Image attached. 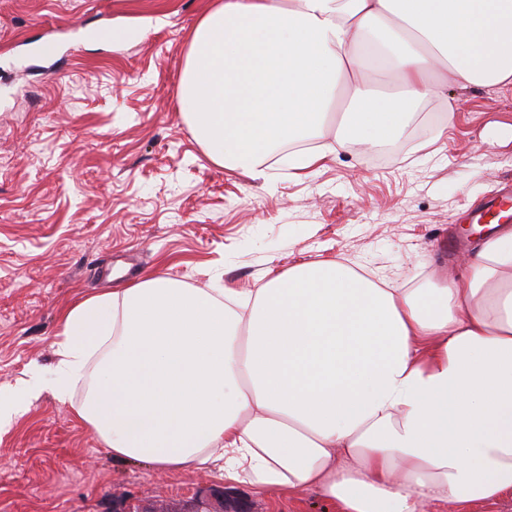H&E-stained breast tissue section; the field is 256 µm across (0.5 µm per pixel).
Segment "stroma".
<instances>
[{"mask_svg":"<svg viewBox=\"0 0 512 512\" xmlns=\"http://www.w3.org/2000/svg\"><path fill=\"white\" fill-rule=\"evenodd\" d=\"M213 0H0V512H336L217 467L118 460L45 384L62 311L159 271L244 292L268 269L347 260L408 288L458 274L463 216L512 182V88L449 81L387 156L305 175L213 162L181 110Z\"/></svg>","mask_w":512,"mask_h":512,"instance_id":"stroma-1","label":"stroma"}]
</instances>
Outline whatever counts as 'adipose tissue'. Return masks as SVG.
I'll return each mask as SVG.
<instances>
[{"label":"adipose tissue","instance_id":"obj_1","mask_svg":"<svg viewBox=\"0 0 512 512\" xmlns=\"http://www.w3.org/2000/svg\"><path fill=\"white\" fill-rule=\"evenodd\" d=\"M395 89L376 91L369 64ZM512 86V0H216L179 99L216 163L257 179L276 146L399 140L440 75ZM348 106L337 129L328 120ZM54 397L113 457L160 471L222 463L263 492L339 512H430L512 493V229L462 273L380 284L336 261L247 292L149 274L61 315Z\"/></svg>","mask_w":512,"mask_h":512}]
</instances>
